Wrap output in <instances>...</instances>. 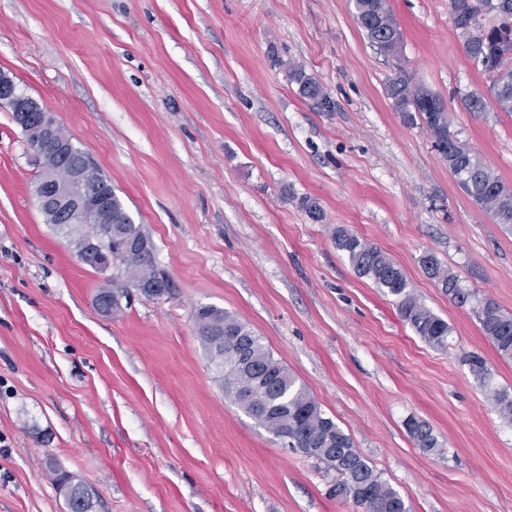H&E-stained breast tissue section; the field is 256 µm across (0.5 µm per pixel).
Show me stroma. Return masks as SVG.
<instances>
[{
	"label": "stroma",
	"instance_id": "35a3bbf8",
	"mask_svg": "<svg viewBox=\"0 0 512 512\" xmlns=\"http://www.w3.org/2000/svg\"><path fill=\"white\" fill-rule=\"evenodd\" d=\"M388 3L396 58L352 0H0V71L56 113L176 285L97 310L126 271L83 265L45 223L34 152L0 107V512H67L57 470L95 492V512H357L328 497L333 470L225 396L193 320L203 305L252 327L411 512H512V425L490 394L512 390V361L420 263L434 254L512 315V233L387 86L404 70L438 95L460 142L510 186L512 113L463 105L492 78L467 58L448 0ZM296 67L326 100L301 94ZM339 227L403 269L448 322L447 349L354 271ZM412 416L436 452L414 445ZM404 426L416 447L424 452L430 453L439 447L438 439L433 433V429L426 422L410 417L405 421Z\"/></svg>",
	"mask_w": 512,
	"mask_h": 512
}]
</instances>
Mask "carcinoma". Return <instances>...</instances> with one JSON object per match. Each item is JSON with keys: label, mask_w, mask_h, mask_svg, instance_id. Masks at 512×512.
I'll return each instance as SVG.
<instances>
[{"label": "carcinoma", "mask_w": 512, "mask_h": 512, "mask_svg": "<svg viewBox=\"0 0 512 512\" xmlns=\"http://www.w3.org/2000/svg\"><path fill=\"white\" fill-rule=\"evenodd\" d=\"M357 20L367 37L379 49L392 54V46L401 37L399 26L387 0H354ZM455 26L465 38L464 49L469 59L485 72L492 74L490 93L502 112H512V0H448ZM494 14L496 23L477 26L479 13ZM301 93L310 98L323 96L319 84L301 69L294 70ZM424 88L406 74L397 75L389 84L388 93L396 111L409 123L426 126L434 139V147L445 160L460 189L495 223L512 231V188L506 186L489 165L460 143L451 130L445 108L432 109L443 101L434 94L424 96ZM98 193L108 195L112 206V237L105 236L103 226H91L76 234V246L93 255L105 254L112 263L126 270L149 268L155 275L157 291L172 294L174 285L168 275L158 269L153 258V244L134 223L119 196L107 179L101 180ZM336 247L344 252L350 265L361 277L399 300L400 317L429 346L448 348L451 329L448 322L435 315L409 290V282L398 264L380 248L367 243L344 228L335 232ZM420 262L450 300L460 306H470L484 335L498 356L512 361V315L504 314L490 298L479 297L463 280L452 273L431 253ZM99 294L111 313L121 309V299L128 291L103 288ZM196 328L202 346L218 377L224 393L260 427L273 436L286 431L292 438L291 447L299 449L336 471L339 480L331 486L328 496L351 503L363 512H410V505L386 481L355 447L353 438L322 410L305 384L266 348L261 337L234 314L211 305L195 310ZM245 355L247 363L238 356ZM470 371L484 386L490 385L491 372L478 357L467 358ZM492 400L500 417L512 424V392L493 391ZM416 447L430 453L439 447L433 429L415 417L404 423ZM58 486L68 484L79 492L83 509L94 508V493L81 480L68 473L55 474Z\"/></svg>", "instance_id": "1"}]
</instances>
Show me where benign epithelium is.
<instances>
[{"instance_id":"benign-epithelium-1","label":"benign epithelium","mask_w":512,"mask_h":512,"mask_svg":"<svg viewBox=\"0 0 512 512\" xmlns=\"http://www.w3.org/2000/svg\"><path fill=\"white\" fill-rule=\"evenodd\" d=\"M0 104L14 113L18 126L31 142L52 139L58 126L55 113L43 108L35 99L17 93L13 77L5 72H0ZM99 177L97 166L88 159L75 166L78 183ZM34 196L38 205L53 206L60 224H112V209L106 200L86 197L74 186H61L50 170L44 171L35 184Z\"/></svg>"}]
</instances>
